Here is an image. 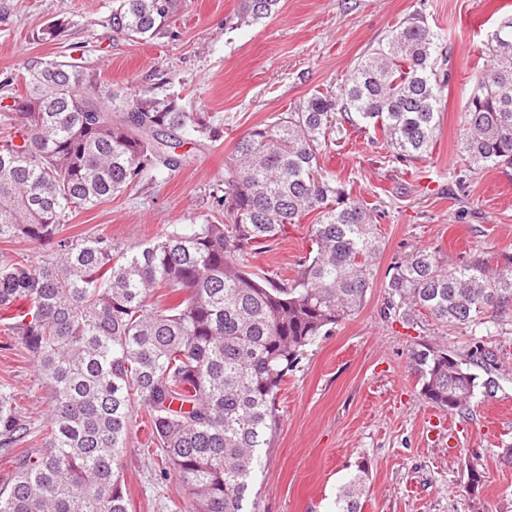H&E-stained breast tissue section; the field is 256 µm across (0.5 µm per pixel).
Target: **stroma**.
<instances>
[{"instance_id":"35a3bbf8","label":"stroma","mask_w":512,"mask_h":512,"mask_svg":"<svg viewBox=\"0 0 512 512\" xmlns=\"http://www.w3.org/2000/svg\"><path fill=\"white\" fill-rule=\"evenodd\" d=\"M115 0H0V78L29 59H78L96 72L103 96L121 101L168 98L209 116L214 137L185 130L177 166L147 172L125 191L70 215L63 237L107 234L124 246L210 219L211 197L242 136L270 124L311 95L339 88L353 65L393 26L422 15L440 36L452 78L440 103L431 154L392 157L380 131L337 121L321 159L324 175L346 197L368 204L384 244L380 274L358 315L320 337L278 395L279 426L262 449L254 491L260 512H333L338 489L366 470L362 512H512V358L493 396H476L451 415L428 402L409 369L422 343L463 350L472 339L512 351V321L486 319L466 329L385 320V274L419 248H437L449 265L481 254L512 256V167L467 171L462 112L487 63L491 41L512 0H280L276 16L240 18L241 0H180L171 36L132 41L114 34ZM58 40L37 31L57 16ZM315 214L289 225L253 264L292 278L311 246ZM9 381L27 423L49 406L33 360L0 323V381ZM123 459L130 512H186L175 478L160 479V452L143 410ZM483 481L470 488L468 473Z\"/></svg>"}]
</instances>
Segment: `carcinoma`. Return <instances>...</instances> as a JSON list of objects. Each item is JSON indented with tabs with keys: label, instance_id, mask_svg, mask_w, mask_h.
<instances>
[{
	"label": "carcinoma",
	"instance_id": "cac0c4a2",
	"mask_svg": "<svg viewBox=\"0 0 512 512\" xmlns=\"http://www.w3.org/2000/svg\"><path fill=\"white\" fill-rule=\"evenodd\" d=\"M278 4L243 0L240 18L268 19ZM177 7L119 0L112 32L163 38ZM64 25L54 20L36 38L52 42ZM439 41L419 15L392 27L337 91L238 140L224 195L212 201L224 219L132 247L104 235L63 238L59 225L148 170L176 166L175 133L191 126L211 135L205 117L167 99L114 112L96 75L75 61L31 59L25 74L0 81L12 88L0 97L3 114L26 106L0 128V240L48 251L39 264L0 254V321H9L52 400L41 447L18 448L31 428L11 384L0 382V457L12 467L0 512H130L122 456L136 405L148 414L160 476L174 474L192 512H258L257 502L250 511L244 504L278 428V391L306 347L359 313L383 251L366 209L321 174L331 122L340 114L380 130L397 158L429 155L451 77ZM493 41L463 112L470 167L512 166V15ZM314 211L313 248L292 279L253 271L256 255ZM385 288L388 321L425 313L448 328L479 325L489 312L506 321L512 257L492 268L477 255L450 269L438 250L421 248L394 264ZM409 359L423 397L456 414L477 394L492 395L501 368L500 349L483 340L460 353L425 346ZM365 476L358 466L335 512H361Z\"/></svg>",
	"mask_w": 512,
	"mask_h": 512
}]
</instances>
